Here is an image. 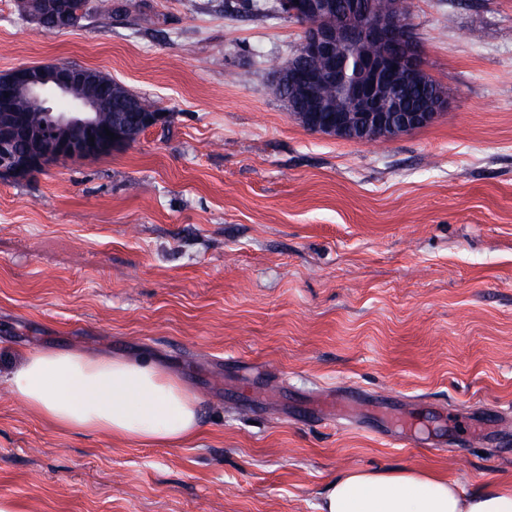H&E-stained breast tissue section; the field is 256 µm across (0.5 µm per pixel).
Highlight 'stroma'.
<instances>
[{
  "mask_svg": "<svg viewBox=\"0 0 512 512\" xmlns=\"http://www.w3.org/2000/svg\"><path fill=\"white\" fill-rule=\"evenodd\" d=\"M121 2L51 33L0 0V71L78 64L170 117L0 179V373L42 350L147 355L197 396L202 433H65L0 386V502L317 512L355 470L512 484V0H410L450 110L373 144L269 95L302 33L276 0ZM345 387L397 394L417 445L375 413L318 415Z\"/></svg>",
  "mask_w": 512,
  "mask_h": 512,
  "instance_id": "obj_1",
  "label": "stroma"
}]
</instances>
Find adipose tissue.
I'll return each mask as SVG.
<instances>
[{
  "instance_id": "ef3b65f1",
  "label": "adipose tissue",
  "mask_w": 512,
  "mask_h": 512,
  "mask_svg": "<svg viewBox=\"0 0 512 512\" xmlns=\"http://www.w3.org/2000/svg\"><path fill=\"white\" fill-rule=\"evenodd\" d=\"M27 409L57 429L182 446L201 430L198 399L149 358L41 351L4 377ZM318 512H512V488L472 491L418 468L357 470L326 483Z\"/></svg>"
}]
</instances>
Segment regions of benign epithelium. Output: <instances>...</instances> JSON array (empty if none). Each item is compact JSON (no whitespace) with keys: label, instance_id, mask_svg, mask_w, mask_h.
<instances>
[{"label":"benign epithelium","instance_id":"obj_1","mask_svg":"<svg viewBox=\"0 0 512 512\" xmlns=\"http://www.w3.org/2000/svg\"><path fill=\"white\" fill-rule=\"evenodd\" d=\"M45 17L59 18L62 6L57 0H41ZM338 4L333 0H282V14L303 27L294 55L323 58V70L285 69L288 83L310 101L319 98L322 84L339 73L341 61L350 50L367 44L383 47L380 55L359 59L360 75L347 89L348 108L327 116L319 112L298 114L310 131L338 139L383 142L432 123L449 110L448 98L440 95L422 101L410 111L402 110L398 99L386 90L399 75L421 83L428 76L415 34L398 11L374 15L360 0L337 13L336 23L327 25L323 17ZM88 69L69 63L20 66L0 72V178L41 169L43 162L59 157H92L101 151L132 142L127 129L108 127L114 137L100 130V104L87 78ZM21 99L37 102L41 123L29 125L14 112Z\"/></svg>","mask_w":512,"mask_h":512}]
</instances>
